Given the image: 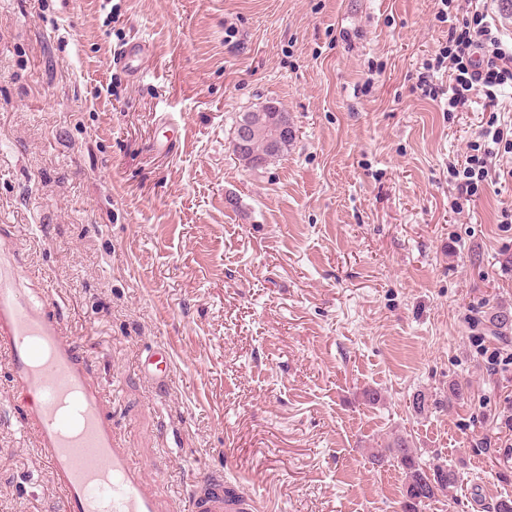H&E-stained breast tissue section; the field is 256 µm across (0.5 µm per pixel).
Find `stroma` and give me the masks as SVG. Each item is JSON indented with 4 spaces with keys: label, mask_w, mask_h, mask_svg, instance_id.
Wrapping results in <instances>:
<instances>
[{
    "label": "stroma",
    "mask_w": 512,
    "mask_h": 512,
    "mask_svg": "<svg viewBox=\"0 0 512 512\" xmlns=\"http://www.w3.org/2000/svg\"><path fill=\"white\" fill-rule=\"evenodd\" d=\"M456 2L0 0V244L162 497L213 471L265 512H402L400 469L370 459L398 435L459 472L421 512L512 497V367L483 356L512 355L484 320L512 307V182L461 201L485 100L451 112L420 88ZM135 39L137 81L113 64ZM271 102L295 139L250 171L235 123ZM158 346L161 386L140 371ZM21 420L0 358V512H54ZM171 365L172 359L170 354L161 348H157L156 351L141 362V367L146 366L147 370L152 373L158 382H165L168 379Z\"/></svg>",
    "instance_id": "stroma-1"
}]
</instances>
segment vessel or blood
Listing matches in <instances>:
<instances>
[{
	"label": "vessel or blood",
	"instance_id": "vessel-or-blood-1",
	"mask_svg": "<svg viewBox=\"0 0 512 512\" xmlns=\"http://www.w3.org/2000/svg\"><path fill=\"white\" fill-rule=\"evenodd\" d=\"M148 53L145 42H132L114 62L141 78ZM23 275L16 249L1 246L0 356L23 402V425L35 432L50 466L61 512H176L117 436L106 387L90 375L85 352L61 332L49 303L25 294ZM144 364L163 382L172 359L160 348ZM188 512H263V505L252 495L226 491L223 477L210 472L197 479Z\"/></svg>",
	"mask_w": 512,
	"mask_h": 512
}]
</instances>
